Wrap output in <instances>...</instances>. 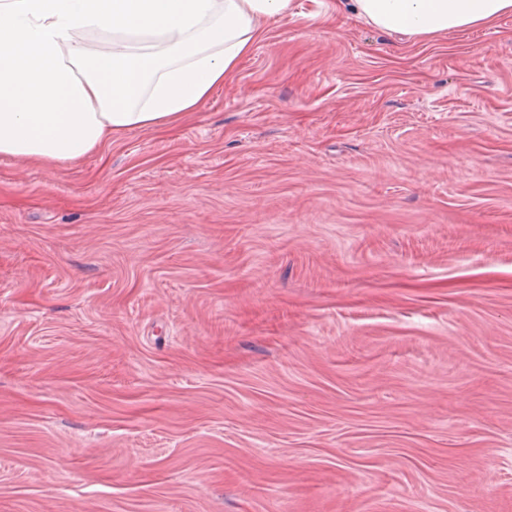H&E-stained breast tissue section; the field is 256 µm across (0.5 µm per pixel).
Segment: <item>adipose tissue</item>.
<instances>
[{"mask_svg": "<svg viewBox=\"0 0 512 512\" xmlns=\"http://www.w3.org/2000/svg\"><path fill=\"white\" fill-rule=\"evenodd\" d=\"M421 40L485 26L512 0H350ZM293 0H0V156L74 161L112 136L165 129L210 97ZM111 33L96 59L79 35Z\"/></svg>", "mask_w": 512, "mask_h": 512, "instance_id": "1", "label": "adipose tissue"}]
</instances>
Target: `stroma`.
Segmentation results:
<instances>
[{
	"label": "stroma",
	"instance_id": "obj_1",
	"mask_svg": "<svg viewBox=\"0 0 512 512\" xmlns=\"http://www.w3.org/2000/svg\"><path fill=\"white\" fill-rule=\"evenodd\" d=\"M335 3L171 128L0 156V512H512V14ZM373 27L421 40L483 27L512 12V0H349Z\"/></svg>",
	"mask_w": 512,
	"mask_h": 512
}]
</instances>
